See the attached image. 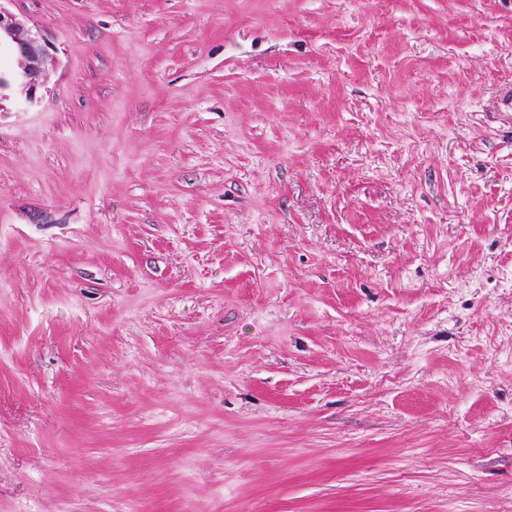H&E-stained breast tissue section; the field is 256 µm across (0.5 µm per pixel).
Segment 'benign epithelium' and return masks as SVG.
Masks as SVG:
<instances>
[{
  "instance_id": "obj_1",
  "label": "benign epithelium",
  "mask_w": 512,
  "mask_h": 512,
  "mask_svg": "<svg viewBox=\"0 0 512 512\" xmlns=\"http://www.w3.org/2000/svg\"><path fill=\"white\" fill-rule=\"evenodd\" d=\"M5 54L15 65L0 66V102L15 94L35 101L36 91L47 72L55 66L43 38L34 33L22 20L0 7V55Z\"/></svg>"
}]
</instances>
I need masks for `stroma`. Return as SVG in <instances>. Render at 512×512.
I'll return each mask as SVG.
<instances>
[{
  "label": "stroma",
  "mask_w": 512,
  "mask_h": 512,
  "mask_svg": "<svg viewBox=\"0 0 512 512\" xmlns=\"http://www.w3.org/2000/svg\"><path fill=\"white\" fill-rule=\"evenodd\" d=\"M0 512H512V0H6ZM0 1V103L15 94L34 102L37 89L47 72L55 66L43 38L22 20L2 8ZM11 57L15 65L5 69L2 54Z\"/></svg>",
  "instance_id": "stroma-1"
}]
</instances>
